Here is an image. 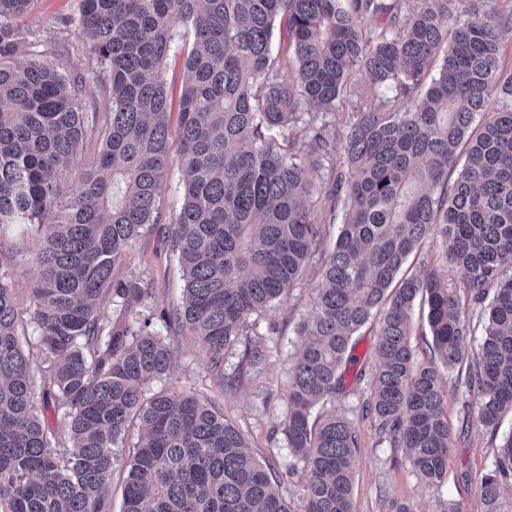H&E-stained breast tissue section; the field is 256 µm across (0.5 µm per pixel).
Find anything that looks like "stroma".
<instances>
[{
    "mask_svg": "<svg viewBox=\"0 0 512 512\" xmlns=\"http://www.w3.org/2000/svg\"><path fill=\"white\" fill-rule=\"evenodd\" d=\"M76 9L77 0H34L31 12L19 19L18 25L47 40L63 36L74 43L77 34L60 32L58 21ZM320 267L319 259H312L291 296L258 317V333L268 334L267 329L272 325L277 328L276 334H268L272 355L261 377L244 383L235 393H220L199 358L198 339L186 332L172 340L175 363L164 381L166 387L191 389L216 400L225 416L246 434L252 455L274 465L281 492L296 507L301 504L304 478L301 471L290 467L292 457L282 426L286 410L284 395L289 356L301 344L294 327L313 310V290ZM116 274L153 281L156 292L149 302L153 312L170 309L180 301L182 282L176 260L165 251L156 234H143ZM369 396L367 383L350 384L325 407L326 412L344 414L360 434L361 447L354 472V512H390L396 502L408 504L412 512H447L452 504L458 505L461 512H483L477 490L482 476L492 467L501 438L478 422H465L464 393L453 390L448 395V421L460 434L448 454L447 478L436 488L423 484L404 460L401 449L380 441L370 423L362 420L361 407Z\"/></svg>",
    "mask_w": 512,
    "mask_h": 512,
    "instance_id": "obj_1",
    "label": "stroma"
}]
</instances>
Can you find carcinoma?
<instances>
[{
	"label": "carcinoma",
	"mask_w": 512,
	"mask_h": 512,
	"mask_svg": "<svg viewBox=\"0 0 512 512\" xmlns=\"http://www.w3.org/2000/svg\"><path fill=\"white\" fill-rule=\"evenodd\" d=\"M453 2L79 0L61 20L82 40L75 71L17 26L32 0H0V512H112L115 449L135 421L143 436L121 512H354L359 434L345 416L313 412L344 391L353 337L373 320L378 363L362 418L426 486L447 476L456 433L442 372L462 362L475 318L484 335L464 386L497 433L512 414V70L501 42L512 11L468 0L459 25ZM176 17L193 40L173 127ZM357 72L401 104L363 103L339 128L295 129L310 104L339 110ZM97 74L100 104L84 98ZM174 138L183 200L166 214ZM315 196L329 223L339 209L342 222L312 314L295 327L303 343L283 425L290 468L305 474L296 511L215 400L152 384L170 374L168 339L184 329L221 392L263 373L269 346L251 319L287 300L320 250L318 215L305 206ZM33 224L47 232L22 301L9 286L15 236ZM151 230L184 284L181 304L157 317L145 313L153 282L115 275ZM435 238L442 252L422 251ZM418 299L434 343L426 361L410 342ZM102 301L121 316L104 319ZM29 324L36 354L19 334ZM49 408L66 426L64 451ZM511 481L512 431L478 487L485 512H502Z\"/></svg>",
	"instance_id": "1"
}]
</instances>
